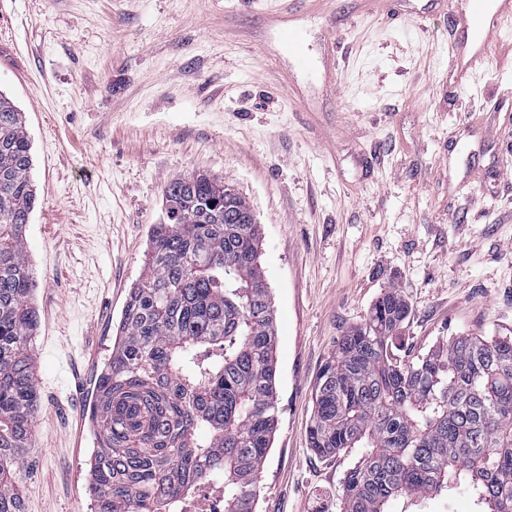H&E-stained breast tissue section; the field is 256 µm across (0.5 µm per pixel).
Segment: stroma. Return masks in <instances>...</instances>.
I'll use <instances>...</instances> for the list:
<instances>
[{"label":"stroma","instance_id":"35a3bbf8","mask_svg":"<svg viewBox=\"0 0 512 512\" xmlns=\"http://www.w3.org/2000/svg\"><path fill=\"white\" fill-rule=\"evenodd\" d=\"M455 14V0H0V92L25 114L38 191L25 512H94L98 377L175 177L224 182L261 226L278 425L256 512H340L358 457L311 449L313 390L387 286L409 307L399 362L512 333V39L456 88ZM291 27L310 68L283 51Z\"/></svg>","mask_w":512,"mask_h":512}]
</instances>
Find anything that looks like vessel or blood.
<instances>
[{"instance_id":"b4317fda","label":"vessel or blood","mask_w":512,"mask_h":512,"mask_svg":"<svg viewBox=\"0 0 512 512\" xmlns=\"http://www.w3.org/2000/svg\"><path fill=\"white\" fill-rule=\"evenodd\" d=\"M457 4L464 25L454 32L451 60L457 78L465 80L483 63L491 39L504 29H512V0H457ZM282 42L298 67H309L310 59L299 33H284Z\"/></svg>"}]
</instances>
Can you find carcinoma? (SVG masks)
Instances as JSON below:
<instances>
[{"mask_svg":"<svg viewBox=\"0 0 512 512\" xmlns=\"http://www.w3.org/2000/svg\"><path fill=\"white\" fill-rule=\"evenodd\" d=\"M31 150L24 113L0 93V512H22L17 464L38 405ZM164 197L98 379L95 512H182L203 480L224 491V512H256L278 424L260 225L204 173L173 179ZM408 314L386 288L319 374L310 448L359 454L341 512L443 493L512 512V336H457L402 366L390 346Z\"/></svg>","mask_w":512,"mask_h":512,"instance_id":"obj_1","label":"carcinoma"}]
</instances>
